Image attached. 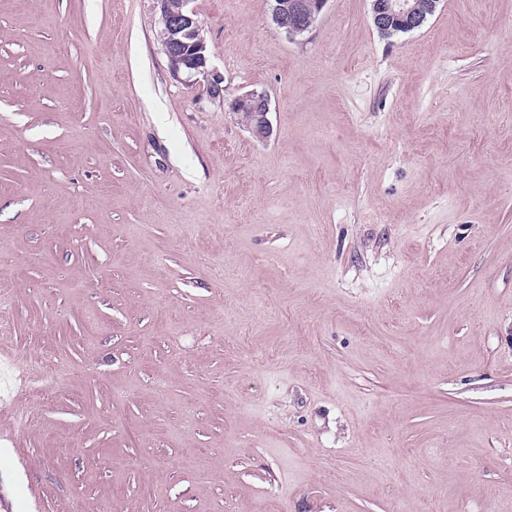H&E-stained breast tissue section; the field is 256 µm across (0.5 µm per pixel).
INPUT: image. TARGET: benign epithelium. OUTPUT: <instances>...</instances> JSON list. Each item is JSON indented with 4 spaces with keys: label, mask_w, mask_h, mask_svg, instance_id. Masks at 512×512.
Masks as SVG:
<instances>
[{
    "label": "benign epithelium",
    "mask_w": 512,
    "mask_h": 512,
    "mask_svg": "<svg viewBox=\"0 0 512 512\" xmlns=\"http://www.w3.org/2000/svg\"><path fill=\"white\" fill-rule=\"evenodd\" d=\"M190 0H181L176 10L169 8V0H156L160 13L162 46L171 63L174 75L210 76L207 63V43L202 25ZM271 17L278 29L292 41L309 33L327 0H269ZM371 20L375 28L387 33L393 30L411 32L428 20L419 0H370ZM233 114L245 117L243 125L258 140H266L273 133L269 118L270 100L264 93L252 91L232 102Z\"/></svg>",
    "instance_id": "benign-epithelium-1"
}]
</instances>
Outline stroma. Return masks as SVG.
Segmentation results:
<instances>
[{
    "mask_svg": "<svg viewBox=\"0 0 512 512\" xmlns=\"http://www.w3.org/2000/svg\"><path fill=\"white\" fill-rule=\"evenodd\" d=\"M190 6L216 93L154 0H0V498L512 512V0ZM271 17L288 38L298 41L309 33L328 0H268ZM371 20L375 28L387 33L393 30L411 32L421 28L433 15L441 0H432L431 12L424 11L419 0H370ZM232 109L238 121L258 140H266L273 133L272 123L269 118L270 100L264 93L252 91L236 98L232 104ZM248 111V112H241ZM245 120H242V114ZM48 360L49 366L44 378V383L41 386L29 389V395L35 402L44 400L47 394L52 391L53 385L69 372V366L63 359L55 355H50Z\"/></svg>",
    "mask_w": 512,
    "mask_h": 512,
    "instance_id": "35a3bbf8",
    "label": "stroma"
}]
</instances>
